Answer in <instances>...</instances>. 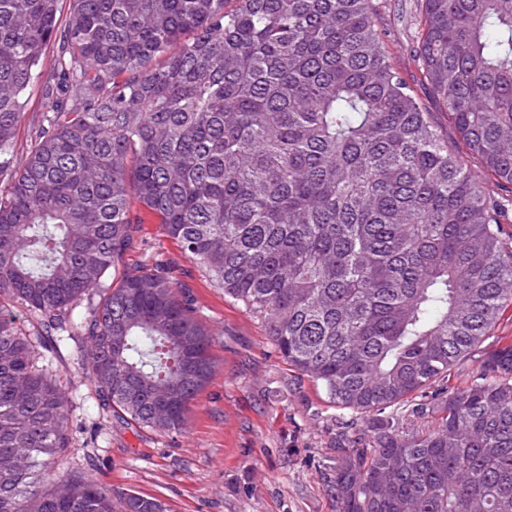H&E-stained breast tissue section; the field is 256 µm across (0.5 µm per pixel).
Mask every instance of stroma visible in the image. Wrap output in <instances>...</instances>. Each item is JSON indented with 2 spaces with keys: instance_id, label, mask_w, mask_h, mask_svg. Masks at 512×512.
Listing matches in <instances>:
<instances>
[{
  "instance_id": "1",
  "label": "stroma",
  "mask_w": 512,
  "mask_h": 512,
  "mask_svg": "<svg viewBox=\"0 0 512 512\" xmlns=\"http://www.w3.org/2000/svg\"><path fill=\"white\" fill-rule=\"evenodd\" d=\"M393 61L456 151L464 145L444 107L420 80L414 62L417 0H378ZM14 140L17 159L34 144L47 103L45 77L26 92ZM141 218L126 267L163 262L213 334L218 367L198 396L188 423L161 432L117 417L99 405L82 357L81 334L62 336L44 361L59 376L69 404L72 442L46 482L74 475L112 493L158 497L167 512H334L323 462L335 453L336 410L308 379H299L271 345L263 321L225 296L156 217L133 204Z\"/></svg>"
}]
</instances>
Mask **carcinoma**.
<instances>
[{
  "label": "carcinoma",
  "instance_id": "obj_1",
  "mask_svg": "<svg viewBox=\"0 0 512 512\" xmlns=\"http://www.w3.org/2000/svg\"><path fill=\"white\" fill-rule=\"evenodd\" d=\"M0 0V174L47 47L48 106L0 191V512H166L77 475L44 337L79 331L102 406L182 429L216 362L161 264L119 268L130 200L355 418L337 512H512V0H420L415 58L459 155L396 68L374 0ZM96 298L88 315L76 309ZM21 307L36 320L31 339ZM430 425L404 430L409 417ZM485 349H477L466 358L460 360L452 369L450 386H462L470 380L472 373L481 364Z\"/></svg>",
  "mask_w": 512,
  "mask_h": 512
}]
</instances>
